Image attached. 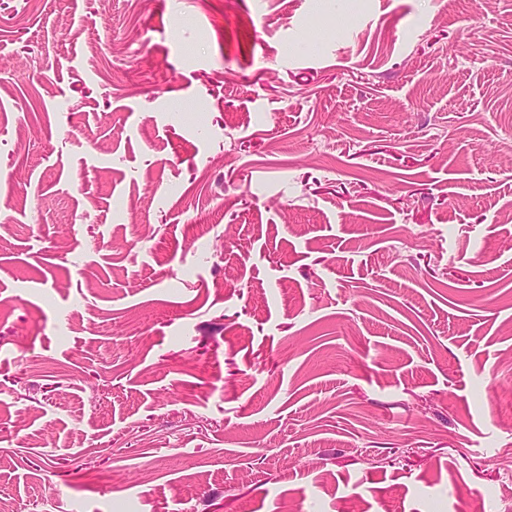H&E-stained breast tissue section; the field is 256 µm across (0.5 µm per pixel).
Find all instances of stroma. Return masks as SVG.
<instances>
[{
	"label": "stroma",
	"mask_w": 512,
	"mask_h": 512,
	"mask_svg": "<svg viewBox=\"0 0 512 512\" xmlns=\"http://www.w3.org/2000/svg\"><path fill=\"white\" fill-rule=\"evenodd\" d=\"M512 0H0L14 512H512Z\"/></svg>",
	"instance_id": "stroma-1"
}]
</instances>
